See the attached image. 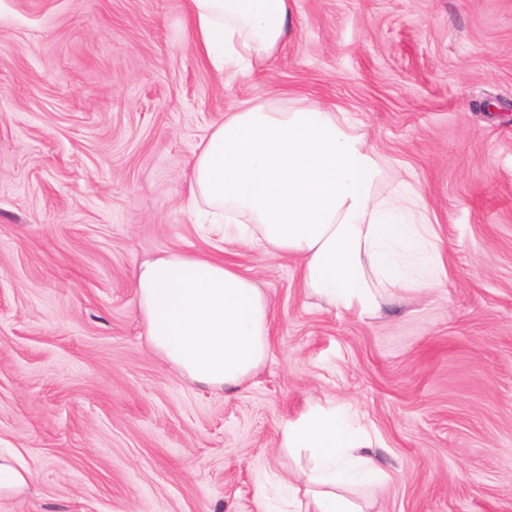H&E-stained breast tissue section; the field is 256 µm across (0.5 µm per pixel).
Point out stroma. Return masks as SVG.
Here are the masks:
<instances>
[{
	"label": "stroma",
	"instance_id": "1",
	"mask_svg": "<svg viewBox=\"0 0 512 512\" xmlns=\"http://www.w3.org/2000/svg\"><path fill=\"white\" fill-rule=\"evenodd\" d=\"M268 65L202 60L186 0H0V512H277L281 428L355 410L387 473L368 512H512V0H291ZM349 113L386 197L424 196L449 272L372 316L299 263L197 223L190 163L225 113ZM219 254L268 296L228 393L149 344L145 261ZM32 474L14 457L0 455V499L21 495L30 489Z\"/></svg>",
	"mask_w": 512,
	"mask_h": 512
}]
</instances>
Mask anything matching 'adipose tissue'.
<instances>
[{"instance_id":"adipose-tissue-1","label":"adipose tissue","mask_w":512,"mask_h":512,"mask_svg":"<svg viewBox=\"0 0 512 512\" xmlns=\"http://www.w3.org/2000/svg\"><path fill=\"white\" fill-rule=\"evenodd\" d=\"M193 38L217 72L250 70L276 57L291 26L288 0H189ZM380 169L361 137L323 107L226 113L199 146L190 200L214 223L270 257L301 262L302 286L327 308L377 313L386 288L434 287L444 259L411 189L381 199ZM150 345L195 383L234 390L270 349L265 293L235 265L208 255L162 257L136 275ZM293 459H306L292 512H365L353 490L383 486L364 428L346 411L315 407L281 431Z\"/></svg>"}]
</instances>
